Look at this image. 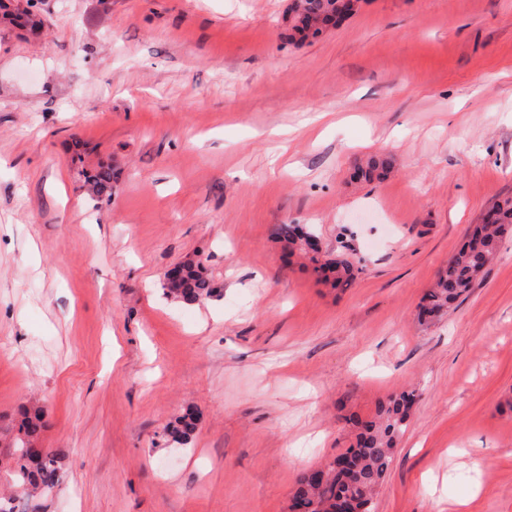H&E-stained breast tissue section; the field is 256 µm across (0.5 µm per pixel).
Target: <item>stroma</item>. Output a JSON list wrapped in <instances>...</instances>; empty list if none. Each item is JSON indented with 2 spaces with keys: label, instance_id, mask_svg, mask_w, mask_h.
<instances>
[{
  "label": "stroma",
  "instance_id": "stroma-1",
  "mask_svg": "<svg viewBox=\"0 0 512 512\" xmlns=\"http://www.w3.org/2000/svg\"><path fill=\"white\" fill-rule=\"evenodd\" d=\"M289 2L7 0L42 27L0 23V492L38 406L42 512H291L350 416L412 391L374 512H512V232L417 318L512 197V0H360L304 44ZM375 154L387 178L353 180ZM281 224L362 273L319 282ZM187 262L215 289L192 305L163 290ZM512 227V198L495 201L484 213L468 240L448 259L419 305L424 321L442 318L464 300L497 254L501 239ZM310 236H313V233L301 227L299 224H281L279 228V239L287 243L291 250L298 248L305 254H310V252L304 248Z\"/></svg>",
  "mask_w": 512,
  "mask_h": 512
}]
</instances>
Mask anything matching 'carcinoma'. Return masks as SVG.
<instances>
[{
	"mask_svg": "<svg viewBox=\"0 0 512 512\" xmlns=\"http://www.w3.org/2000/svg\"><path fill=\"white\" fill-rule=\"evenodd\" d=\"M352 15L344 0H293L289 8L293 35L304 41L315 38L322 30L337 27ZM391 167L382 155L371 156L365 165L358 168L355 177L370 180L385 175ZM88 183L96 196L112 195V168L101 167L88 176ZM512 227V198L494 202L484 213L481 223L476 225L468 240L448 259L432 287L419 305V317L424 321L442 318L459 301L465 299L475 284L484 275L486 267L497 254L501 239ZM312 232L298 224H282L279 239L291 249L304 248ZM324 278L334 286L345 288L360 273V268L347 259H329L318 267ZM167 294L185 304H194L212 296L211 288L197 266H183L178 282L164 284ZM415 392H402L377 404L375 417L358 423L356 446L347 450L352 460L340 472L328 471L322 481L317 472L303 474L293 494L292 512H336V500L343 497L370 504L375 489L384 481L392 460L397 440L403 432ZM196 419L187 414L177 419L171 434L179 441L188 440L195 431ZM42 429L39 411L25 412V420L12 441L13 486L29 495L51 491L59 480L61 451L36 448Z\"/></svg>",
	"mask_w": 512,
	"mask_h": 512,
	"instance_id": "carcinoma-1",
	"label": "carcinoma"
}]
</instances>
